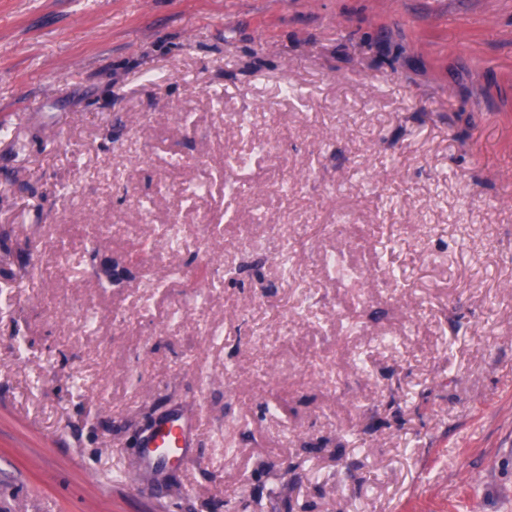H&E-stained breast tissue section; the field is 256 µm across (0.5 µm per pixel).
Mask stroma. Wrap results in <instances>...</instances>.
<instances>
[{"label":"stroma","mask_w":512,"mask_h":512,"mask_svg":"<svg viewBox=\"0 0 512 512\" xmlns=\"http://www.w3.org/2000/svg\"><path fill=\"white\" fill-rule=\"evenodd\" d=\"M0 512H512V0H0ZM192 425L181 414H172L160 420L153 431L141 442L143 468L158 469L165 462L162 448H191ZM186 450L183 458L188 461Z\"/></svg>","instance_id":"1"}]
</instances>
